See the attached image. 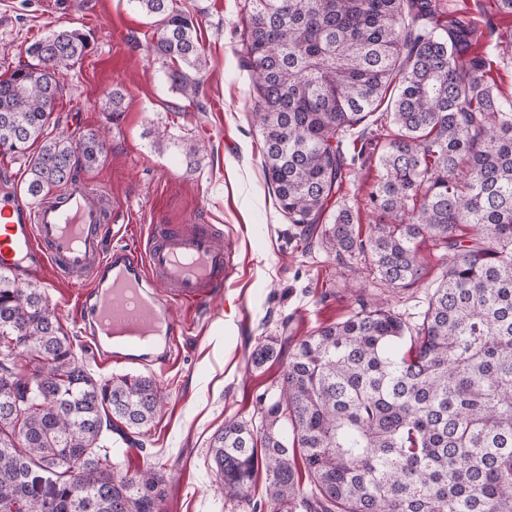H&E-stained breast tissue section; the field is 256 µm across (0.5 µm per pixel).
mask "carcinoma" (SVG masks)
<instances>
[{"mask_svg": "<svg viewBox=\"0 0 512 512\" xmlns=\"http://www.w3.org/2000/svg\"><path fill=\"white\" fill-rule=\"evenodd\" d=\"M136 2L160 24L151 53L195 98L208 59L193 19L177 0ZM476 22L454 0L247 2L239 55L288 222L340 260L363 258L389 293L423 277L425 238L442 277L416 322L363 300L292 347L254 348L255 367L288 354L282 382L258 421L224 423L208 450L224 500L246 512H512V94ZM87 47L56 30L0 79V152L25 159L31 197L104 151L98 131L78 144L47 133L60 76ZM376 111L393 130L384 144L365 126ZM355 129L378 155L365 237L335 201ZM167 142L187 168L201 161L198 141L157 131ZM162 400L148 377L90 375L43 292L0 269V512H157L165 475L121 474L117 459Z\"/></svg>", "mask_w": 512, "mask_h": 512, "instance_id": "cac0c4a2", "label": "carcinoma"}]
</instances>
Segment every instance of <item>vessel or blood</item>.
Returning <instances> with one entry per match:
<instances>
[{
    "label": "vessel or blood",
    "mask_w": 512,
    "mask_h": 512,
    "mask_svg": "<svg viewBox=\"0 0 512 512\" xmlns=\"http://www.w3.org/2000/svg\"><path fill=\"white\" fill-rule=\"evenodd\" d=\"M108 209L99 188L74 179L32 200L8 167H0V266L36 276L51 273L78 295L86 317L111 340L95 347L100 363L133 360L163 338L153 362L170 366L188 327L175 308L200 309L224 291L233 252L222 234L191 225H150L137 250H104L101 226Z\"/></svg>",
    "instance_id": "obj_1"
}]
</instances>
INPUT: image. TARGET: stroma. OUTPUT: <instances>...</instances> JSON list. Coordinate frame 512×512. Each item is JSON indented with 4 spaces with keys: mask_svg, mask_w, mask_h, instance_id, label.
I'll return each mask as SVG.
<instances>
[{
    "mask_svg": "<svg viewBox=\"0 0 512 512\" xmlns=\"http://www.w3.org/2000/svg\"><path fill=\"white\" fill-rule=\"evenodd\" d=\"M178 3L196 20L208 57L199 104L172 88L167 64L149 52L157 27L134 0H0V77L26 61L32 42L58 29L82 30L88 51L63 74L49 129L75 143L88 130L106 132V151L81 175L108 192L118 212L107 242L119 237L136 246L152 224H211L232 247L235 269L223 295L208 308L180 313L190 329L179 340L173 366L164 369L97 364L76 294L49 278L39 280L88 372L100 380L143 375L164 391L143 446L127 449L122 471L164 473L158 512H225L210 441L225 421L255 416L257 396L275 389L285 369L281 358L254 368L251 351L266 338L300 339L340 321L359 297H375L380 289L351 260L304 249L265 180L251 78L237 54L245 0ZM115 88L125 94L117 115L105 105ZM158 126L200 140V164L190 170L175 149H154L150 131ZM376 175L375 164H355L341 192L358 209L363 234L374 222L367 200ZM418 249L426 263L422 282L389 299L408 318L425 308L441 275L431 241L419 242Z\"/></svg>",
    "mask_w": 512,
    "mask_h": 512,
    "instance_id": "1",
    "label": "stroma"
}]
</instances>
